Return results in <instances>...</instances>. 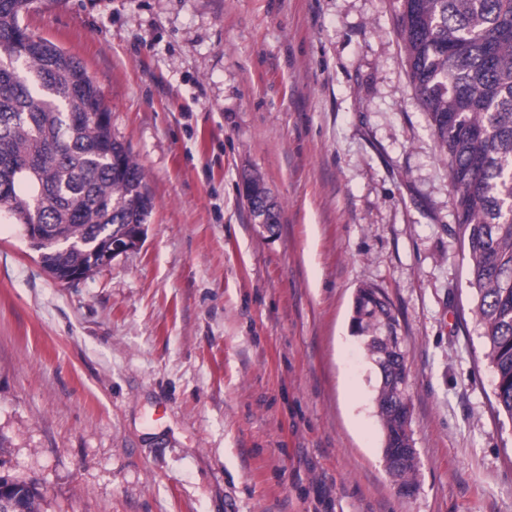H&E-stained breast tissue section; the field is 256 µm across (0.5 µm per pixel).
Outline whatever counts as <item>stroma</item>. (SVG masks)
<instances>
[{"label": "stroma", "instance_id": "35a3bbf8", "mask_svg": "<svg viewBox=\"0 0 512 512\" xmlns=\"http://www.w3.org/2000/svg\"><path fill=\"white\" fill-rule=\"evenodd\" d=\"M396 0H35L153 209L54 280L0 221V476L39 512H512V419ZM259 173L275 234L239 194ZM387 295L418 453L398 496L354 297Z\"/></svg>", "mask_w": 512, "mask_h": 512}]
</instances>
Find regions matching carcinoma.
Wrapping results in <instances>:
<instances>
[{"label": "carcinoma", "mask_w": 512, "mask_h": 512, "mask_svg": "<svg viewBox=\"0 0 512 512\" xmlns=\"http://www.w3.org/2000/svg\"><path fill=\"white\" fill-rule=\"evenodd\" d=\"M397 22L418 100L448 159L454 208L470 261L474 312L493 367L497 411L512 418V0H398ZM33 0H0V219L23 224L49 274L98 269L90 242L147 222L144 174L112 137L109 110L85 67L21 25ZM254 219L264 185L243 177ZM353 329L378 365L383 436L398 447L411 429L393 383L404 362L386 361L380 316L387 300L359 289ZM418 456L388 469L416 486ZM9 485L3 512H39L33 485Z\"/></svg>", "instance_id": "cac0c4a2"}]
</instances>
